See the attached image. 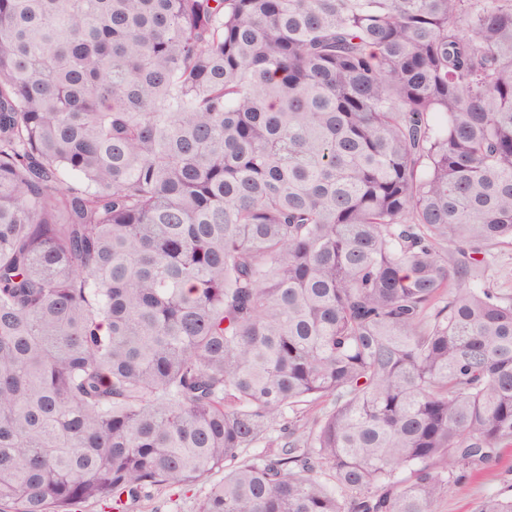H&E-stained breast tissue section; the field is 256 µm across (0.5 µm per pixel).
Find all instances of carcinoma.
I'll list each match as a JSON object with an SVG mask.
<instances>
[{"label": "carcinoma", "instance_id": "1", "mask_svg": "<svg viewBox=\"0 0 512 512\" xmlns=\"http://www.w3.org/2000/svg\"><path fill=\"white\" fill-rule=\"evenodd\" d=\"M504 242L512 0H0V512H436ZM223 477L224 473L218 471L211 475L205 484H197L183 489L153 490L148 498L142 500L135 512H197L199 499L207 487L219 482Z\"/></svg>", "mask_w": 512, "mask_h": 512}]
</instances>
